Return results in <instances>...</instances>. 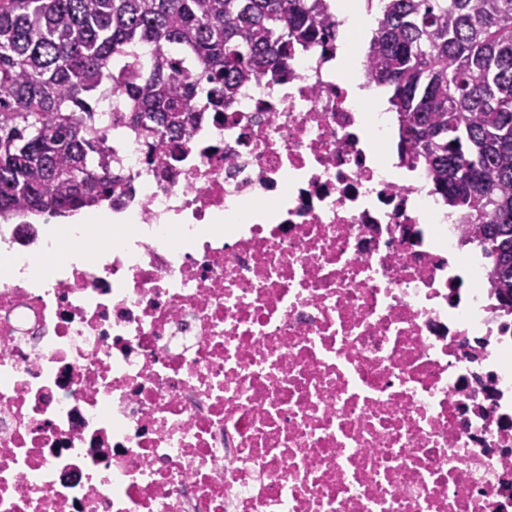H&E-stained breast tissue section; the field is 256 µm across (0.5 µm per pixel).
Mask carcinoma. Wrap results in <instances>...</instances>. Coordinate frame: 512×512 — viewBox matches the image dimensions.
<instances>
[{
  "label": "carcinoma",
  "mask_w": 512,
  "mask_h": 512,
  "mask_svg": "<svg viewBox=\"0 0 512 512\" xmlns=\"http://www.w3.org/2000/svg\"><path fill=\"white\" fill-rule=\"evenodd\" d=\"M334 34L320 0H0V219L91 207L123 185L96 126L104 84L151 156L186 141L193 100L222 112L244 79L286 68L291 45ZM142 44L157 49L149 66ZM367 61L402 157L481 225L491 286L512 304V0H385Z\"/></svg>",
  "instance_id": "cac0c4a2"
}]
</instances>
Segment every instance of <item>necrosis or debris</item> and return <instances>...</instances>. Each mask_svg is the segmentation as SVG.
Masks as SVG:
<instances>
[{
    "instance_id": "4bbe7bcc",
    "label": "necrosis or debris",
    "mask_w": 512,
    "mask_h": 512,
    "mask_svg": "<svg viewBox=\"0 0 512 512\" xmlns=\"http://www.w3.org/2000/svg\"><path fill=\"white\" fill-rule=\"evenodd\" d=\"M334 4L176 151L110 95L127 234L94 258L0 225V512H512V308L389 163Z\"/></svg>"
}]
</instances>
